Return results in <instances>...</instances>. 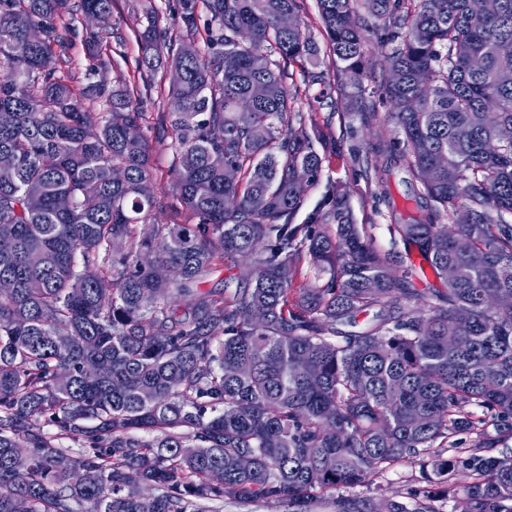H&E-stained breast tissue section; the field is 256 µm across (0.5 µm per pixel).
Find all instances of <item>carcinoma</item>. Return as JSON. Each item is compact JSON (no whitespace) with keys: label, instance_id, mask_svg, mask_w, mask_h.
I'll return each instance as SVG.
<instances>
[{"label":"carcinoma","instance_id":"1","mask_svg":"<svg viewBox=\"0 0 512 512\" xmlns=\"http://www.w3.org/2000/svg\"><path fill=\"white\" fill-rule=\"evenodd\" d=\"M176 2L179 37L147 13L139 66L178 75L168 190L194 224L159 223L144 191L142 92L105 77L113 29L86 33L80 93L63 70L58 25L110 17L112 0H0V512H372L341 490L401 461L418 466L414 509L391 512H512V455L489 454L512 439V0L486 17L469 0H317L336 88L367 127L359 15L393 44L395 136L353 161L369 185L395 170L419 185L417 215L390 204L388 229L442 284L422 289L345 184L293 223L297 172L309 187L336 156L315 150L280 65L323 82L308 26H282L299 0ZM225 259L235 288L201 290ZM304 263L314 284L297 288ZM70 434L89 443L76 459L56 444ZM215 509L219 512H288V506L283 503L270 502L260 500L251 504L248 507H242L239 504L231 501L224 500L219 504H213Z\"/></svg>","mask_w":512,"mask_h":512}]
</instances>
